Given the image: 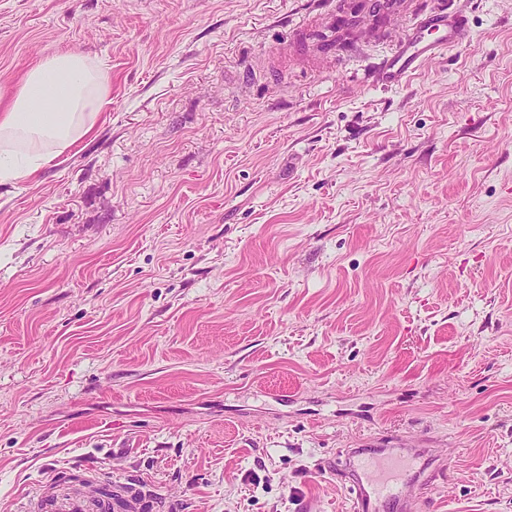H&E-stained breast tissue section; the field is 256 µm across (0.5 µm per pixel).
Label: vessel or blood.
Segmentation results:
<instances>
[{"mask_svg":"<svg viewBox=\"0 0 512 512\" xmlns=\"http://www.w3.org/2000/svg\"><path fill=\"white\" fill-rule=\"evenodd\" d=\"M470 38L465 16L443 10L421 13L407 26L401 40L379 67L384 85L402 84L425 64L445 56ZM447 463L427 449L397 447L350 449L345 458L353 512H420L426 501L419 490L433 484ZM147 495L133 485L114 487L100 497L97 485L81 491H53L27 501L23 512H146Z\"/></svg>","mask_w":512,"mask_h":512,"instance_id":"b4317fda","label":"vessel or blood"}]
</instances>
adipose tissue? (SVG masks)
<instances>
[{"label": "adipose tissue", "mask_w": 512, "mask_h": 512, "mask_svg": "<svg viewBox=\"0 0 512 512\" xmlns=\"http://www.w3.org/2000/svg\"><path fill=\"white\" fill-rule=\"evenodd\" d=\"M111 91L109 71L88 55L34 62L0 106V184L36 183L46 163L93 132Z\"/></svg>", "instance_id": "ef3b65f1"}]
</instances>
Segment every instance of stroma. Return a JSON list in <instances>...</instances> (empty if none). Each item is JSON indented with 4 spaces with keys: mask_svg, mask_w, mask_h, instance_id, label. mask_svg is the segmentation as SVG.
Returning <instances> with one entry per match:
<instances>
[{
    "mask_svg": "<svg viewBox=\"0 0 512 512\" xmlns=\"http://www.w3.org/2000/svg\"><path fill=\"white\" fill-rule=\"evenodd\" d=\"M0 0V73L77 50L94 133L0 184V512H350L326 459L422 429L434 512H512V0ZM470 40L396 88L413 14ZM252 68V81L240 78ZM352 20L348 14H340L336 20V12L330 17V22L318 27V30L312 34L315 39L316 49L319 52L326 53L334 50L336 52V24L340 27L344 20ZM33 500V501H32ZM30 499L23 512H145L148 510L147 494L142 488L122 484L112 490V498L100 497L98 486L90 484L81 491L54 490L48 496Z\"/></svg>",
    "mask_w": 512,
    "mask_h": 512,
    "instance_id": "1",
    "label": "stroma"
}]
</instances>
